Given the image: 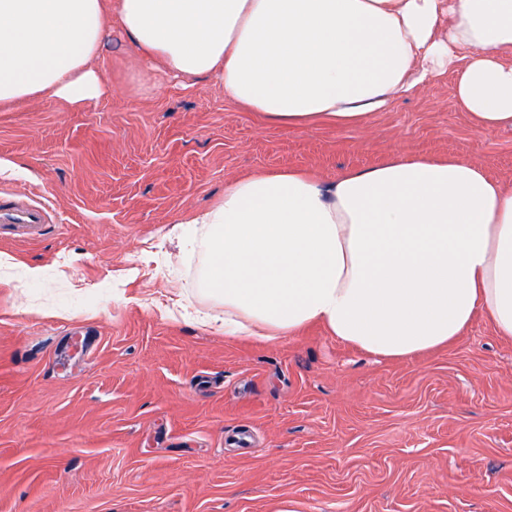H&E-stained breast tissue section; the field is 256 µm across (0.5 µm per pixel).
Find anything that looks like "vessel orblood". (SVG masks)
<instances>
[{
	"label": "vessel or blood",
	"instance_id": "obj_1",
	"mask_svg": "<svg viewBox=\"0 0 512 512\" xmlns=\"http://www.w3.org/2000/svg\"><path fill=\"white\" fill-rule=\"evenodd\" d=\"M53 221L49 208L33 195L23 192L0 195V234L33 240L41 236L46 225Z\"/></svg>",
	"mask_w": 512,
	"mask_h": 512
}]
</instances>
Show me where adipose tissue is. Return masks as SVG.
<instances>
[{
	"mask_svg": "<svg viewBox=\"0 0 512 512\" xmlns=\"http://www.w3.org/2000/svg\"><path fill=\"white\" fill-rule=\"evenodd\" d=\"M0 0V112L104 92L89 62L120 26L174 76L210 74L270 121L359 126L437 74L477 128L512 127V0ZM184 236L196 322L276 339L318 323L371 356L448 346L483 314L512 339V188L480 165L395 157L324 182L229 183Z\"/></svg>",
	"mask_w": 512,
	"mask_h": 512,
	"instance_id": "adipose-tissue-1",
	"label": "adipose tissue"
}]
</instances>
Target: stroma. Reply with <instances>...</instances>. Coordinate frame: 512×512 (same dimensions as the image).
<instances>
[{
    "label": "stroma",
    "instance_id": "35a3bbf8",
    "mask_svg": "<svg viewBox=\"0 0 512 512\" xmlns=\"http://www.w3.org/2000/svg\"><path fill=\"white\" fill-rule=\"evenodd\" d=\"M90 66L98 100L0 112V191L55 216L0 236V512H512V340L483 315L407 360L318 324L227 337L177 313L175 228L256 172L448 156L512 186V128L476 129L450 72L365 125L287 128L117 31Z\"/></svg>",
    "mask_w": 512,
    "mask_h": 512
}]
</instances>
